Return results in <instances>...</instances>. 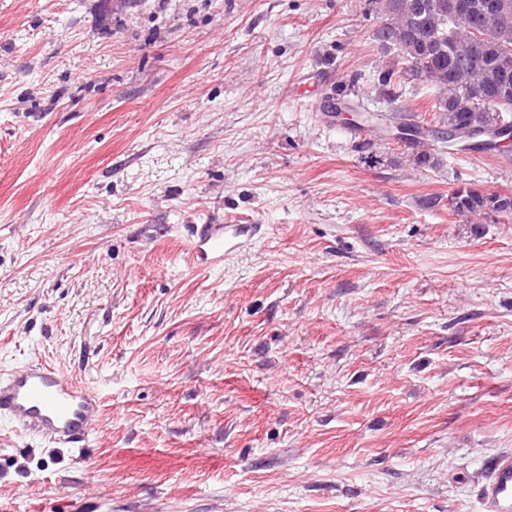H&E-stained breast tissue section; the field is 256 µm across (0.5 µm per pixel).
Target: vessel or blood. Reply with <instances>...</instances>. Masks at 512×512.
<instances>
[{
    "label": "vessel or blood",
    "instance_id": "obj_1",
    "mask_svg": "<svg viewBox=\"0 0 512 512\" xmlns=\"http://www.w3.org/2000/svg\"><path fill=\"white\" fill-rule=\"evenodd\" d=\"M193 250L202 262H221L232 250L224 225L197 228ZM99 411V396L58 369L31 364L0 378V417L53 443L82 447ZM478 497L480 512H512L511 452L491 459Z\"/></svg>",
    "mask_w": 512,
    "mask_h": 512
}]
</instances>
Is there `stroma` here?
Here are the masks:
<instances>
[{
  "instance_id": "obj_1",
  "label": "stroma",
  "mask_w": 512,
  "mask_h": 512,
  "mask_svg": "<svg viewBox=\"0 0 512 512\" xmlns=\"http://www.w3.org/2000/svg\"><path fill=\"white\" fill-rule=\"evenodd\" d=\"M366 0H0V374L95 390L85 448L0 418V512H478L512 450L511 151L415 166L329 112ZM202 224H249L217 266ZM503 193L486 192L471 186H460L448 198V207L459 214L485 217L512 214V202Z\"/></svg>"
}]
</instances>
